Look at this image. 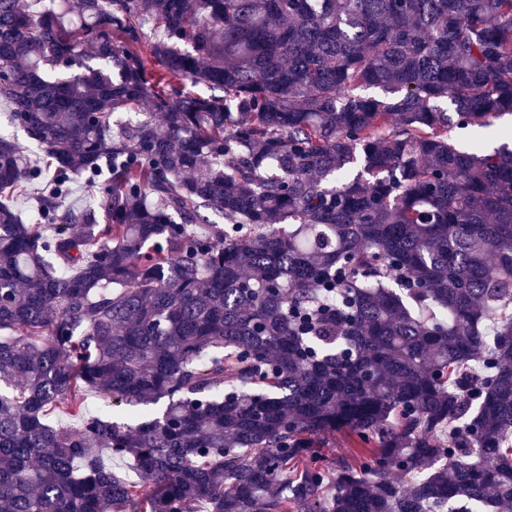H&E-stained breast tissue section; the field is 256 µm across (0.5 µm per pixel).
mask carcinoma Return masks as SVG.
Masks as SVG:
<instances>
[{
  "label": "carcinoma",
  "mask_w": 512,
  "mask_h": 512,
  "mask_svg": "<svg viewBox=\"0 0 512 512\" xmlns=\"http://www.w3.org/2000/svg\"><path fill=\"white\" fill-rule=\"evenodd\" d=\"M68 2L0 0V512H512V0ZM511 126V118L510 116H506L503 119H500L495 123L493 127L488 129H476L473 127H468L464 129L455 128L453 130V136L459 146L463 148H469L472 143L478 142L482 144L485 148L492 149L496 147L493 143L489 142V138H494L496 144H499L504 141L502 138L500 131L502 128L510 129ZM45 183L32 184L26 188V190L19 193L14 198L15 208L27 217H31L35 211L38 198L41 195L42 189ZM86 405L90 412L110 414L114 420H121L126 418V413L129 410V406L112 407V402L105 398L98 396L95 393H88L86 396ZM323 442L324 448H320V452L329 480L333 478V468L340 455L347 457L350 452H355L357 450L356 448H362L361 445L356 444L353 440L341 433L328 435L324 438Z\"/></svg>",
  "instance_id": "cac0c4a2"
}]
</instances>
